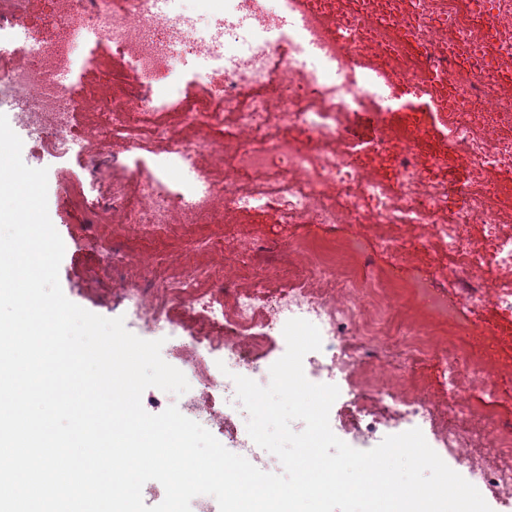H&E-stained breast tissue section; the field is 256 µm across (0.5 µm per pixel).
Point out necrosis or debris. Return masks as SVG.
Here are the masks:
<instances>
[{"label": "necrosis or debris", "mask_w": 512, "mask_h": 512, "mask_svg": "<svg viewBox=\"0 0 512 512\" xmlns=\"http://www.w3.org/2000/svg\"><path fill=\"white\" fill-rule=\"evenodd\" d=\"M52 2L51 29L32 30L22 46L0 45V102L13 106L38 154L76 147L94 164L124 166L127 185L106 196L90 201L83 186H71L82 223L163 229L220 212L229 224L273 203L284 224L371 225L393 259L391 270H371L358 236L338 249L311 239L299 244L308 277L262 304L235 284L219 302L189 280L157 295L123 283L120 300L158 323L175 305L201 313L213 330L207 351L223 350L225 366L255 375L271 334L293 318L313 323L322 355L309 359L310 375L365 377L371 400L355 408L359 433L403 423L436 429L461 469L511 501L512 421L492 408L502 392L472 338L485 305L512 318V229L501 220L512 184L486 177L512 168V0H223L202 14L186 0ZM89 28L101 32L112 63L106 82L85 90V110L98 115L85 136L74 132L73 101L53 78L71 70ZM392 75L427 98L426 121L395 127L372 85ZM170 112L177 125L166 122ZM362 112L378 122L373 154L396 153V182L358 163L359 145L346 131ZM432 128L474 162L456 186L423 174L446 161L422 153ZM294 129L306 142L291 137ZM142 132L194 183L167 190L138 156ZM452 193L461 199L453 208ZM472 224L484 226V248L470 246ZM414 225L452 260L433 307L469 313L444 332L396 313L404 292L395 271L409 252L401 230ZM438 353L448 372L444 409L402 373ZM476 393L483 405L471 404Z\"/></svg>", "instance_id": "obj_1"}]
</instances>
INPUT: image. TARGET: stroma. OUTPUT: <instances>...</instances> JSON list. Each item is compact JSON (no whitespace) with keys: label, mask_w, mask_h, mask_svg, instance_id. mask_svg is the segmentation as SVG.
Masks as SVG:
<instances>
[{"label":"stroma","mask_w":512,"mask_h":512,"mask_svg":"<svg viewBox=\"0 0 512 512\" xmlns=\"http://www.w3.org/2000/svg\"><path fill=\"white\" fill-rule=\"evenodd\" d=\"M106 54L103 42L88 40L79 49L69 79L65 84L72 99H79L82 87L93 85L98 72L90 60ZM22 160L32 168L48 171V213L50 220L65 245L59 268V281L65 296L78 306L105 318H123L126 329L146 340H162L161 356L165 362L184 373L190 388L175 396L158 388H147L142 395L144 409L153 415L168 406H177L191 420L199 415L190 408L191 402H204L212 412L220 415V424L211 426L213 436L229 450H239L249 442L247 419L227 406L223 393L213 391L210 378L219 375L218 361L222 351H213L203 364H196L197 338L204 328L201 317L176 306L171 320L161 324H145L128 312L113 292V281L124 279L133 283L165 284L198 268H212L210 278L201 280L202 290L215 300L224 298V277L230 264H211L210 253L222 250L225 237L231 236L250 250L254 266L274 263L279 273L272 279L261 280L255 290L258 301L289 285L299 282L304 270L300 256L293 245L303 239L340 243L344 228L339 224H284L276 208L243 217L237 224H176L162 235L149 230H138L131 224L96 227L75 223L67 205L69 186L89 178L86 157L73 153L62 158L35 159L31 140H24ZM152 254L159 262L144 269L133 261L135 255ZM179 330L182 340L173 344L169 336ZM339 396L329 412L333 433L349 446L369 450L384 438L383 433L360 437L348 415V408L360 391L338 382Z\"/></svg>","instance_id":"35a3bbf8"}]
</instances>
